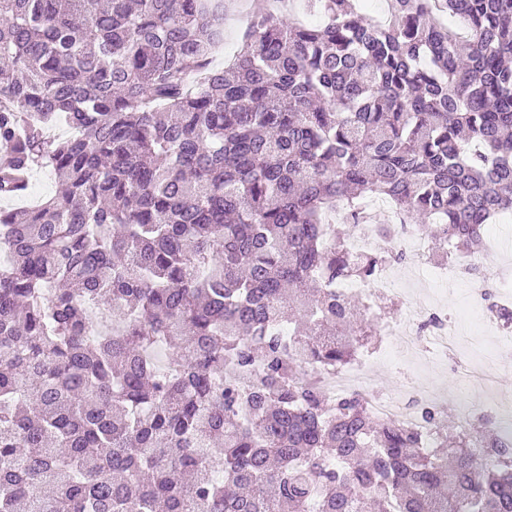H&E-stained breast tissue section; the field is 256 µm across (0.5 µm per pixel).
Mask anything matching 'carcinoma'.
<instances>
[{
  "label": "carcinoma",
  "instance_id": "carcinoma-1",
  "mask_svg": "<svg viewBox=\"0 0 512 512\" xmlns=\"http://www.w3.org/2000/svg\"><path fill=\"white\" fill-rule=\"evenodd\" d=\"M306 2L218 69L224 0H0V200L61 183L0 209V512H512L491 417L430 442L316 379L403 257H350L364 197L446 263L512 212V0ZM59 190V185L57 180L55 179L54 174L51 170L47 169H34L28 179V189L25 194V198H21L18 200L4 202V206L10 208H18L27 206L25 203L30 198H35L37 200L42 201L46 200L49 197L55 195ZM391 266H392V263L384 266L379 271V273L377 274V276L375 277V279L373 281L374 287H372L371 285H369L367 283L360 282V281H349L346 283L351 288L345 289V290L355 291L360 294L372 297V299H373L372 307H373V310L376 311V309L378 307L377 301L381 297L396 299L397 294L402 292L401 288H393L395 286H399V281L393 274V272L390 268ZM372 288H374V289H372Z\"/></svg>",
  "mask_w": 512,
  "mask_h": 512
}]
</instances>
